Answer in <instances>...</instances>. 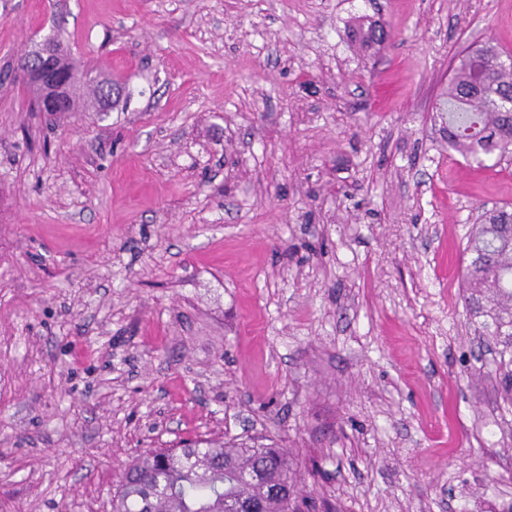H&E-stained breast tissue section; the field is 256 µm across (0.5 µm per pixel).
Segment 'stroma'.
Returning <instances> with one entry per match:
<instances>
[{"instance_id": "stroma-1", "label": "stroma", "mask_w": 512, "mask_h": 512, "mask_svg": "<svg viewBox=\"0 0 512 512\" xmlns=\"http://www.w3.org/2000/svg\"><path fill=\"white\" fill-rule=\"evenodd\" d=\"M49 34L112 111L33 110ZM488 43L512 0H0V512H112L135 456L196 437L283 440L304 512L511 505L459 284L512 160L437 114Z\"/></svg>"}]
</instances>
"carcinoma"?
Segmentation results:
<instances>
[{"label":"carcinoma","instance_id":"obj_1","mask_svg":"<svg viewBox=\"0 0 512 512\" xmlns=\"http://www.w3.org/2000/svg\"><path fill=\"white\" fill-rule=\"evenodd\" d=\"M53 64L59 75L83 76L85 70L55 41ZM71 94L61 107L44 112H73L86 98L98 112L112 107L109 80ZM512 55L492 45L459 59L448 83L445 129L448 151L480 165L512 155ZM463 254L462 299L474 334L490 336L499 347L496 373L503 401L512 404V212L484 210L472 225ZM295 487L294 462L285 446L196 439L177 449H161L137 458L112 499V512H232L248 504L257 512H298L296 501L272 492Z\"/></svg>","mask_w":512,"mask_h":512}]
</instances>
